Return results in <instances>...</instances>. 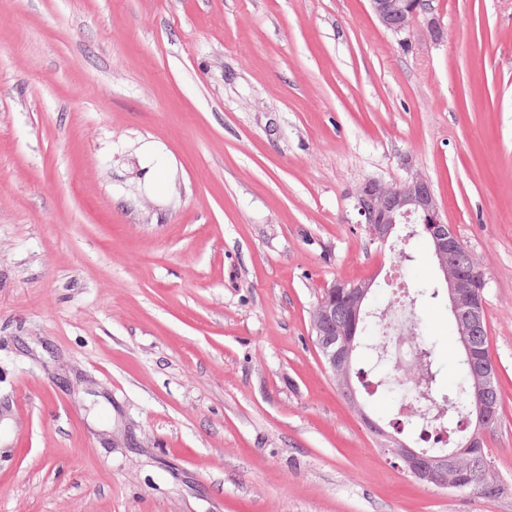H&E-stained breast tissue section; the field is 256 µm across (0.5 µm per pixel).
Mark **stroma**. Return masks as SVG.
<instances>
[{
  "label": "stroma",
  "instance_id": "stroma-1",
  "mask_svg": "<svg viewBox=\"0 0 512 512\" xmlns=\"http://www.w3.org/2000/svg\"><path fill=\"white\" fill-rule=\"evenodd\" d=\"M419 175L486 276L496 494L396 467L310 315ZM410 340L436 343L445 303ZM0 512H512V0H0ZM371 10L387 30L394 33L407 28L412 18L424 9L428 0H368Z\"/></svg>",
  "mask_w": 512,
  "mask_h": 512
}]
</instances>
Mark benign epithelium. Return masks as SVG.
<instances>
[{"label":"benign epithelium","mask_w":512,"mask_h":512,"mask_svg":"<svg viewBox=\"0 0 512 512\" xmlns=\"http://www.w3.org/2000/svg\"><path fill=\"white\" fill-rule=\"evenodd\" d=\"M428 0H369L371 10L387 30L399 33L424 9ZM356 209L370 240L382 246L400 238L398 226L417 224L411 234H425L442 276L456 328V341L468 364L471 396L472 432L464 446L446 455L427 457L419 450L388 434L375 422L374 433L386 438L385 447L398 466L418 481L439 489L455 490L461 470L473 472L483 481L492 470L484 454L472 449L482 447L484 435L496 420L497 369L494 362L476 353L475 339L485 328L484 272L458 237L453 225L444 218L430 183L413 176L389 184L378 179L362 183L356 195ZM375 280L360 282L335 280L323 292L311 313V332L330 376L355 408H360L352 385L350 366L355 349V325L372 293Z\"/></svg>","instance_id":"7a95c632"}]
</instances>
